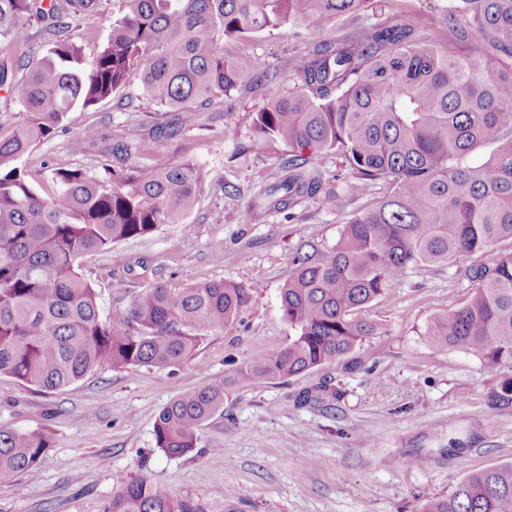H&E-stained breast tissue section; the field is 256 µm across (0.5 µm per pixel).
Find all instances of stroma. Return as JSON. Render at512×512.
I'll use <instances>...</instances> for the list:
<instances>
[{
    "label": "stroma",
    "mask_w": 512,
    "mask_h": 512,
    "mask_svg": "<svg viewBox=\"0 0 512 512\" xmlns=\"http://www.w3.org/2000/svg\"><path fill=\"white\" fill-rule=\"evenodd\" d=\"M447 3L368 0L352 18L227 43L230 54L264 59L276 78L200 106L197 123L184 128L132 84L69 113L63 131L20 159L43 196L53 170L101 174L99 154L70 149L85 128L112 145H143L166 133L163 152L140 155V162L194 159L204 172L202 191L185 224L119 243L114 254L122 262L107 253L85 259L82 272L97 291L103 321L156 282L182 288L224 280L243 285L251 299L234 322L205 332L195 351L170 368L97 367L47 393L0 376V428L45 430L52 438L34 478L0 484V512H107L137 476L204 512H224L230 489L241 495L240 512H423L428 500L451 494L467 470L512 462V404L490 402L512 370H491L476 354L436 345L425 334L435 315L464 299L467 271L488 262L485 254L409 268L367 306L379 330L350 357L286 382L227 386L223 410L200 428L192 453L167 456L154 434L159 412L182 392L225 380L250 358L288 346L295 332L284 318L281 290L297 254L313 247L330 253L343 225L388 192L376 182L347 196L339 210L300 196L288 209L247 222L292 155L283 143H256V113L293 88L297 55L324 40L357 36L365 23L404 21L447 42L439 23ZM306 390L317 399L297 405Z\"/></svg>",
    "instance_id": "obj_1"
}]
</instances>
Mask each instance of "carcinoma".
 <instances>
[{
  "instance_id": "1",
  "label": "carcinoma",
  "mask_w": 512,
  "mask_h": 512,
  "mask_svg": "<svg viewBox=\"0 0 512 512\" xmlns=\"http://www.w3.org/2000/svg\"><path fill=\"white\" fill-rule=\"evenodd\" d=\"M105 0H0V40L13 47L20 79L0 65V86L23 108V121L0 137V376L51 392L89 370L152 366L187 358L201 332L222 329L247 305L248 289L217 281L187 288L157 282L100 318L95 288L82 262L118 243L183 224L202 183L200 166L106 164L104 177L56 169L57 190L42 198L16 162L60 127L67 115L112 97L137 81L142 97L181 124L196 105L228 97L244 80L269 81L259 58L224 53V42L280 28H300L359 13L365 0H112V31L96 52L84 51L77 19ZM441 22L443 46L411 25L371 24L357 37L321 42L297 57L295 90L256 114L260 140L288 145V174L266 191L284 209L294 196L315 193L320 175L305 169L302 152L343 159L350 180L320 199L343 207L346 195L374 181L390 192L343 226L328 255L297 259L282 288L285 319L297 331L284 350L237 367L233 383L292 378L351 354L378 327L363 309L384 296L410 267L452 264L457 258L512 245V0H450ZM49 35L32 62L26 26ZM90 127L71 143L94 145ZM496 145L486 160L471 154ZM158 138L147 148L161 152ZM119 145L103 156L128 158L147 150ZM473 292L436 316L434 343L478 354L493 370L512 369V248L473 267ZM133 323L136 332L120 325ZM512 403V376L491 394ZM224 407V384L208 383L171 400L155 422L156 444L170 456L192 452L199 428ZM47 432L0 430V483L37 473L50 447ZM109 512H203L145 477L112 498ZM424 512H512V463L469 473Z\"/></svg>"
}]
</instances>
